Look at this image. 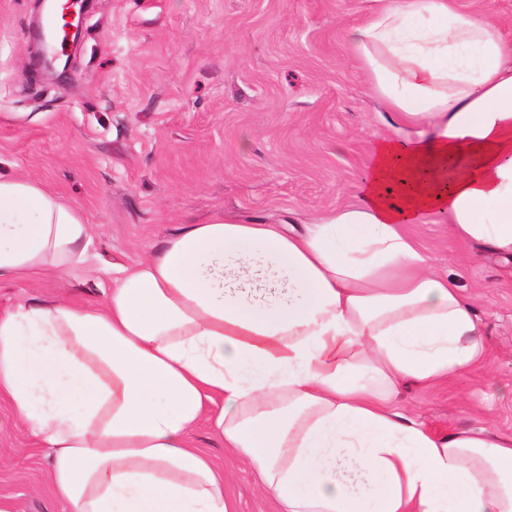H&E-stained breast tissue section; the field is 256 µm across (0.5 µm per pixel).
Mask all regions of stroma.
<instances>
[{
	"label": "stroma",
	"mask_w": 512,
	"mask_h": 512,
	"mask_svg": "<svg viewBox=\"0 0 512 512\" xmlns=\"http://www.w3.org/2000/svg\"><path fill=\"white\" fill-rule=\"evenodd\" d=\"M379 0H93L67 78L31 77L34 0H0V164L80 208L93 253L130 265L186 224L225 213L274 223L356 204L388 117L343 39ZM437 273L481 318L483 363L400 404L436 434L512 433V261L410 224ZM101 294L85 271L0 282V312L26 299ZM234 512H277L249 464L200 425ZM46 451L0 398V499L15 512H70Z\"/></svg>",
	"instance_id": "stroma-1"
}]
</instances>
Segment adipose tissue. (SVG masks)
<instances>
[{"mask_svg":"<svg viewBox=\"0 0 512 512\" xmlns=\"http://www.w3.org/2000/svg\"><path fill=\"white\" fill-rule=\"evenodd\" d=\"M389 115L355 205L215 216L131 266L44 185L0 172V280L106 283L0 314V398L70 512H231L201 420L280 512H512V434L436 435L395 400L480 363V317L406 232L512 260V38L451 0H386L345 33Z\"/></svg>","mask_w":512,"mask_h":512,"instance_id":"obj_1","label":"adipose tissue"}]
</instances>
